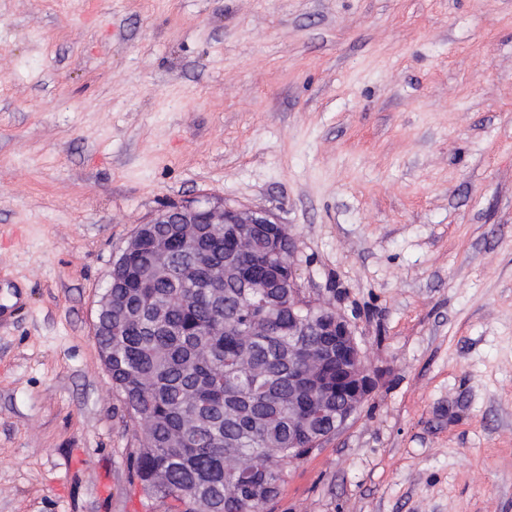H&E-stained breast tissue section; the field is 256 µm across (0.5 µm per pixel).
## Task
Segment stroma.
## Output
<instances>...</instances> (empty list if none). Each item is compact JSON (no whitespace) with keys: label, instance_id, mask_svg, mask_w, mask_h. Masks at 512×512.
Returning a JSON list of instances; mask_svg holds the SVG:
<instances>
[{"label":"stroma","instance_id":"stroma-1","mask_svg":"<svg viewBox=\"0 0 512 512\" xmlns=\"http://www.w3.org/2000/svg\"><path fill=\"white\" fill-rule=\"evenodd\" d=\"M207 196L376 373L265 512H512V0H0V512H177L94 323Z\"/></svg>","mask_w":512,"mask_h":512}]
</instances>
